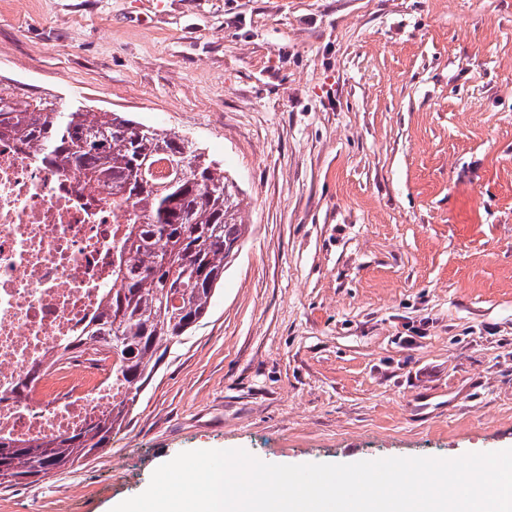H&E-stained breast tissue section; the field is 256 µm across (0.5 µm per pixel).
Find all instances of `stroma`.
Segmentation results:
<instances>
[{
  "mask_svg": "<svg viewBox=\"0 0 512 512\" xmlns=\"http://www.w3.org/2000/svg\"><path fill=\"white\" fill-rule=\"evenodd\" d=\"M0 76L190 138L246 226L110 443L0 512H111L189 450L512 448V0H0Z\"/></svg>",
  "mask_w": 512,
  "mask_h": 512,
  "instance_id": "1",
  "label": "stroma"
}]
</instances>
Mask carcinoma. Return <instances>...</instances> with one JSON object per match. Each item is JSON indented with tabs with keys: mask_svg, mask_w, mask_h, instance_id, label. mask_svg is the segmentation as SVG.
Masks as SVG:
<instances>
[{
	"mask_svg": "<svg viewBox=\"0 0 512 512\" xmlns=\"http://www.w3.org/2000/svg\"><path fill=\"white\" fill-rule=\"evenodd\" d=\"M0 137L77 175L89 194L112 186L128 224L103 311L67 343L75 352L105 337L122 398L89 426L52 440L0 438V484H18L107 446L163 351L206 317L245 224L236 186L202 148L119 112H91L51 93L22 97L0 78ZM161 160L181 171L154 179Z\"/></svg>",
	"mask_w": 512,
	"mask_h": 512,
	"instance_id": "cac0c4a2",
	"label": "carcinoma"
}]
</instances>
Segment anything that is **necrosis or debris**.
I'll return each instance as SVG.
<instances>
[{"mask_svg": "<svg viewBox=\"0 0 512 512\" xmlns=\"http://www.w3.org/2000/svg\"><path fill=\"white\" fill-rule=\"evenodd\" d=\"M118 219L111 189L87 195L28 146L0 139V436L51 440L120 399L104 347L63 350L105 305Z\"/></svg>", "mask_w": 512, "mask_h": 512, "instance_id": "necrosis-or-debris-1", "label": "necrosis or debris"}]
</instances>
